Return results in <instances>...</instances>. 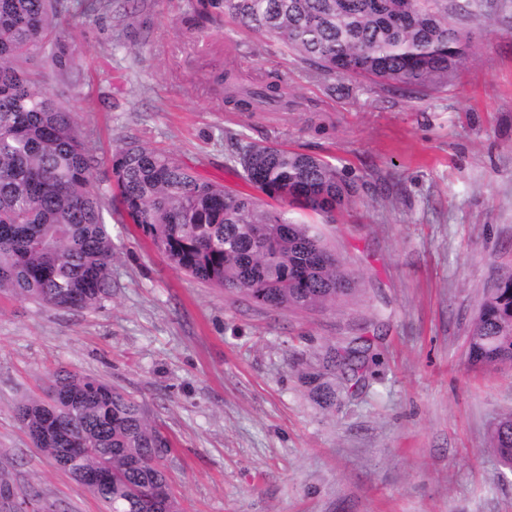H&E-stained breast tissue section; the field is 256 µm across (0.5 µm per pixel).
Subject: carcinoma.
Returning a JSON list of instances; mask_svg holds the SVG:
<instances>
[{
	"mask_svg": "<svg viewBox=\"0 0 512 512\" xmlns=\"http://www.w3.org/2000/svg\"><path fill=\"white\" fill-rule=\"evenodd\" d=\"M145 0H89L126 21ZM235 25L277 42L322 80L336 75L385 90L438 92L468 62L469 33L449 20L448 0H201ZM61 0H0V294L63 310H93L112 297V224L91 188L94 156L76 113L60 105L35 58L68 82ZM229 112H287L277 77L244 84L221 76ZM259 195L200 179L171 153L135 140L112 156L113 198L125 219L169 263L196 281L243 294L270 309L315 311L351 296L354 284L317 227L352 203L355 188L321 158L275 143L250 142L233 157ZM282 204L277 209L269 201ZM474 366L512 365V270L486 294L469 329ZM329 359L344 379L365 377L370 345L351 341ZM34 447L74 475L102 467L112 481L95 491L105 512H181L173 495L145 491L167 483L168 437L145 405L98 379L66 372L42 397L15 407ZM512 464V414L491 433ZM81 448L73 459L71 449Z\"/></svg>",
	"mask_w": 512,
	"mask_h": 512,
	"instance_id": "obj_1",
	"label": "carcinoma"
}]
</instances>
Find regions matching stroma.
Segmentation results:
<instances>
[{
  "label": "stroma",
  "instance_id": "obj_1",
  "mask_svg": "<svg viewBox=\"0 0 512 512\" xmlns=\"http://www.w3.org/2000/svg\"><path fill=\"white\" fill-rule=\"evenodd\" d=\"M64 0L78 85L54 80L112 185L128 139L178 155L207 181L251 187L237 138L335 164L358 195L319 229L355 280L320 311L270 310L194 281L113 215L112 297L59 310L0 295V477L39 512H102L37 450L15 416L60 371L145 404L172 441L165 472L182 512H512V469L491 449L512 414V367L468 361V331L512 269V0L462 19L474 56L448 87L401 96L310 76L274 43L221 19L190 30L198 0H146L130 26ZM273 72L291 112H228L216 78ZM363 337L359 383L328 363ZM336 387L330 406L320 384Z\"/></svg>",
  "mask_w": 512,
  "mask_h": 512
}]
</instances>
